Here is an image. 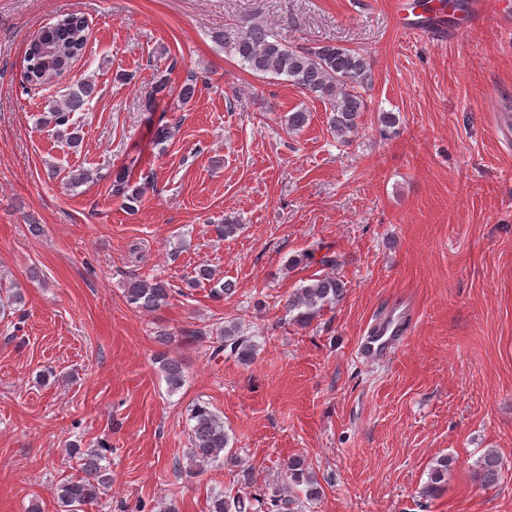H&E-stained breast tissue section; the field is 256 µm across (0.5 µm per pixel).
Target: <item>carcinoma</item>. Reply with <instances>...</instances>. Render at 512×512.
Instances as JSON below:
<instances>
[{
  "label": "carcinoma",
  "mask_w": 512,
  "mask_h": 512,
  "mask_svg": "<svg viewBox=\"0 0 512 512\" xmlns=\"http://www.w3.org/2000/svg\"><path fill=\"white\" fill-rule=\"evenodd\" d=\"M224 44L242 66L263 78L283 77L301 90L314 95L327 104V125L330 132L347 142L361 125L367 110L366 92L373 82V71L366 54L331 42L319 46H288L275 30L264 21H251L245 26L232 27L214 35ZM89 30L86 20L75 13L36 32L25 50L24 78L30 86H39L53 76L71 70L87 47ZM95 94L94 85L86 80L77 81L62 102L51 105L42 114L41 122L56 128L59 139L68 145L79 143L80 136L72 121L76 112L90 109ZM146 192V186L133 185L126 173L118 171L112 179V195L131 209ZM346 284L339 278L325 274L309 280L288 296L286 308L293 323L304 327L326 308L335 306L346 295ZM172 289L157 279L134 277L124 288L126 303L139 311H157L166 306ZM211 355L225 354L239 363L248 365L256 356L257 344L243 335L237 323L231 321L212 341ZM168 390L174 393L185 382L183 363L168 352L156 356ZM190 448L186 451L188 467L193 474L221 458L229 445L224 419L213 411L209 403L195 402L189 413ZM106 446L91 450L81 457L83 476L64 478L56 487L59 507L63 512H80L84 506L96 502L112 490V473L102 461L106 459ZM502 469L500 457L488 452L481 456L472 471L473 480L482 486L493 484ZM287 482L282 487L250 496L227 495L222 492L211 497L209 512H300L303 500H316L321 495L317 479L299 458L283 463ZM448 476V458L443 457L432 467L420 494L425 498L437 497Z\"/></svg>",
  "instance_id": "1"
}]
</instances>
